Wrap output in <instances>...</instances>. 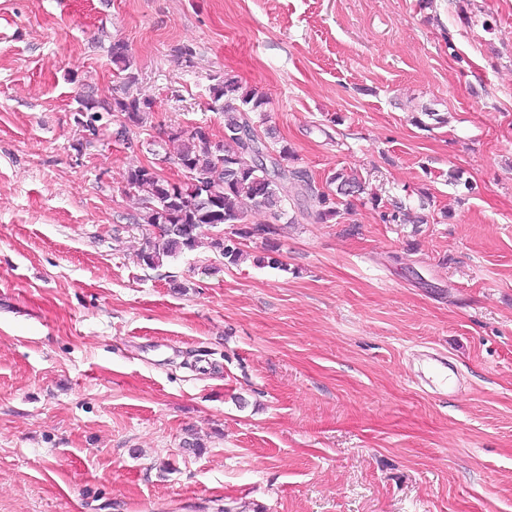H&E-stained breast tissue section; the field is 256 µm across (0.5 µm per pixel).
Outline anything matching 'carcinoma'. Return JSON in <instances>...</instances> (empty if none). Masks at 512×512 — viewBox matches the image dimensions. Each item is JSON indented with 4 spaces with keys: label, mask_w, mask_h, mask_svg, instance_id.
I'll list each match as a JSON object with an SVG mask.
<instances>
[{
    "label": "carcinoma",
    "mask_w": 512,
    "mask_h": 512,
    "mask_svg": "<svg viewBox=\"0 0 512 512\" xmlns=\"http://www.w3.org/2000/svg\"><path fill=\"white\" fill-rule=\"evenodd\" d=\"M112 64L126 77L113 88L112 100H82L79 112L89 113L87 120H78L90 134H96L94 122L98 111L121 114L126 120L144 122L149 104L132 92L135 76L127 45L115 41L110 46ZM211 108L224 114V149H218L204 127L180 130L172 138L181 141L177 166L187 173L186 181L173 185L153 165H142L127 172L129 191L141 201L140 220L153 231L143 238L140 260L148 267L161 265L166 258L177 257L199 246L201 229L211 231L209 247L230 263L243 256L239 239L271 233L267 225L239 228L242 201L273 210L281 217V203L293 199L296 205L313 200L326 219L339 215L340 197H349L363 190L362 182L338 170L330 177L336 184V195L318 190L308 173L289 165V149H275L257 132L256 112L264 100L242 90L238 80L225 76L216 78L210 88ZM231 230H225V227Z\"/></svg>",
    "instance_id": "1"
}]
</instances>
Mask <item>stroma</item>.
Masks as SVG:
<instances>
[{"label":"stroma","instance_id":"stroma-1","mask_svg":"<svg viewBox=\"0 0 512 512\" xmlns=\"http://www.w3.org/2000/svg\"><path fill=\"white\" fill-rule=\"evenodd\" d=\"M117 40L150 109L93 137ZM222 75L365 191L147 267L127 172ZM0 512H512V0H0Z\"/></svg>","mask_w":512,"mask_h":512}]
</instances>
